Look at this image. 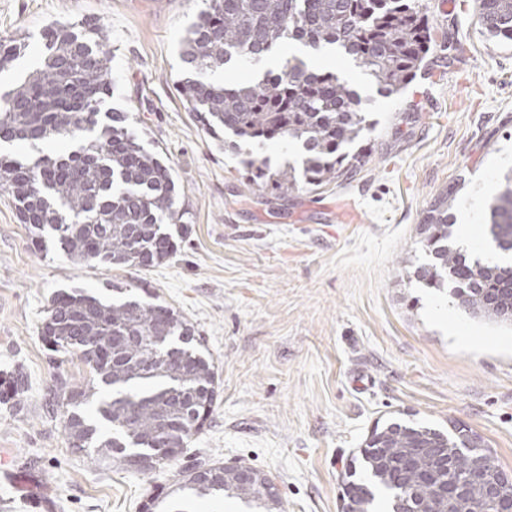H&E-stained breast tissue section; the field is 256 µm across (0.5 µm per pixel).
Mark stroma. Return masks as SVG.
I'll return each mask as SVG.
<instances>
[{
	"instance_id": "1",
	"label": "stroma",
	"mask_w": 512,
	"mask_h": 512,
	"mask_svg": "<svg viewBox=\"0 0 512 512\" xmlns=\"http://www.w3.org/2000/svg\"><path fill=\"white\" fill-rule=\"evenodd\" d=\"M434 28L424 66L396 96L333 49L297 42L350 76L373 123L362 165L282 200L248 192L234 149L208 134L175 89L188 72L179 39L203 0H0V39L23 49L0 94L38 67L53 22L100 25L110 52L112 108L159 152L186 215L176 255L143 271L72 261L37 245L0 194V376L27 383L0 403V512H141L179 470L246 461L274 478L284 512H343V489L375 425L392 419L466 425L512 475V325L476 317L450 292L416 282L419 224L452 188L453 239L478 257L485 198L512 169V42L474 25V0H418ZM141 285L173 306L211 354L212 420L179 459L145 474L99 466L70 448L50 406L58 378L85 384L79 356L50 361L40 336L60 291L108 295Z\"/></svg>"
}]
</instances>
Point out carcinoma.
Segmentation results:
<instances>
[{"instance_id":"1","label":"carcinoma","mask_w":512,"mask_h":512,"mask_svg":"<svg viewBox=\"0 0 512 512\" xmlns=\"http://www.w3.org/2000/svg\"><path fill=\"white\" fill-rule=\"evenodd\" d=\"M481 32L512 42V0H477ZM43 63L0 96V141L72 140L77 148L21 160L0 152V191L11 195L21 223L40 240L52 237L68 256L85 264L143 269L168 261L176 244L164 225L180 224L170 166L145 146L128 113L102 111L112 95L111 57L101 27L55 24L42 33ZM299 42L318 52L334 47L364 69L390 96L403 92L430 51L428 20L411 0H206L180 41L182 60L194 76L177 91L213 138L225 133L257 145L298 141L301 171H270L261 154L243 161L246 186L278 198L301 186L328 185L341 175L345 147L372 128L359 93L331 71L316 72L295 56L245 84L217 83L207 73L235 60L260 62L275 48ZM18 57L12 41L0 40V73ZM456 201L438 196L421 224L428 261L413 272L427 288L452 286L470 314L512 324V259L486 264L454 247L449 228ZM488 241L512 255V172L496 182L485 202ZM50 350L79 355L90 368L82 386L57 382L70 447H91L96 459L130 469L127 449L146 456L139 468L161 465L155 448H184L207 423L218 395L213 358L173 308L133 296L105 300L74 289L60 292L41 326ZM97 403V417L81 407ZM467 429L444 432L421 424L375 427L360 450L369 477L345 485L344 512H372L376 494H386L389 512H507L512 498H487L469 480L475 449ZM411 448L448 451L450 469L436 470L421 458L405 469ZM256 479L246 482L238 470ZM266 474L239 462L222 479L204 484L195 470L181 475L173 492L184 499L224 493L257 502L267 512L281 508L280 494L266 491Z\"/></svg>"}]
</instances>
